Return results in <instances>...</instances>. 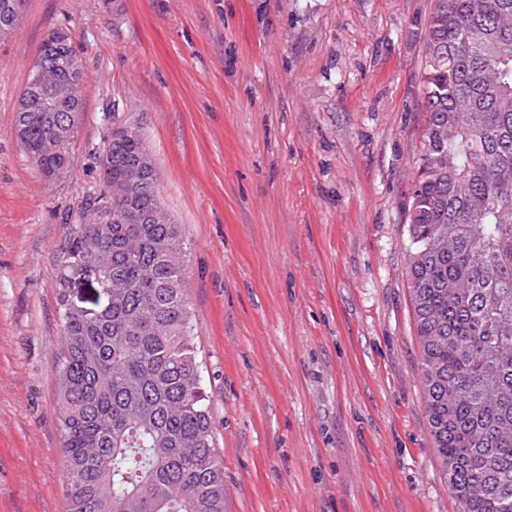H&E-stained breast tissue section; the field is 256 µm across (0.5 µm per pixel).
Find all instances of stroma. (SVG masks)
I'll return each instance as SVG.
<instances>
[{"mask_svg":"<svg viewBox=\"0 0 512 512\" xmlns=\"http://www.w3.org/2000/svg\"><path fill=\"white\" fill-rule=\"evenodd\" d=\"M436 0H29L0 41V512H66L56 280L120 114L186 239L226 512H459L407 277ZM68 30L85 112L46 180L14 115Z\"/></svg>","mask_w":512,"mask_h":512,"instance_id":"obj_1","label":"stroma"}]
</instances>
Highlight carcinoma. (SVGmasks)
Returning <instances> with one entry per match:
<instances>
[{"label":"carcinoma","mask_w":512,"mask_h":512,"mask_svg":"<svg viewBox=\"0 0 512 512\" xmlns=\"http://www.w3.org/2000/svg\"><path fill=\"white\" fill-rule=\"evenodd\" d=\"M28 0H0V37ZM512 0H436L408 280L428 423L460 512H512ZM84 65L50 31L15 113L25 155L70 165ZM112 117L102 190L72 225L57 279L56 355L68 512H225L224 460L183 288L182 225L163 213L140 132ZM98 272L97 312L71 303Z\"/></svg>","instance_id":"cac0c4a2"}]
</instances>
